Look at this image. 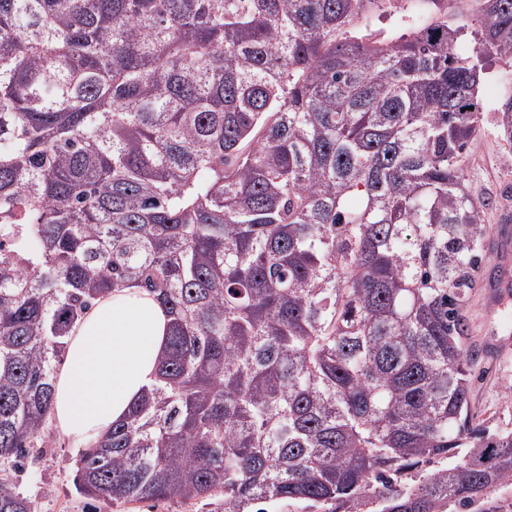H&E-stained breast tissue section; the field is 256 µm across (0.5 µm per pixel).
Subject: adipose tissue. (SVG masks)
Listing matches in <instances>:
<instances>
[{
	"label": "adipose tissue",
	"instance_id": "1",
	"mask_svg": "<svg viewBox=\"0 0 512 512\" xmlns=\"http://www.w3.org/2000/svg\"><path fill=\"white\" fill-rule=\"evenodd\" d=\"M168 317L139 288L97 299L68 338L57 369L51 419L75 446H84L122 421L155 380L166 344Z\"/></svg>",
	"mask_w": 512,
	"mask_h": 512
}]
</instances>
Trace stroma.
Wrapping results in <instances>:
<instances>
[{"label": "stroma", "instance_id": "stroma-1", "mask_svg": "<svg viewBox=\"0 0 512 512\" xmlns=\"http://www.w3.org/2000/svg\"><path fill=\"white\" fill-rule=\"evenodd\" d=\"M486 75L479 88L483 102L480 136L467 155L466 184L473 194L492 202L485 222L492 228L485 242L482 267L488 281L512 288V240L496 237L505 213H512V146L497 126L501 93L497 79L505 65L485 61ZM471 333L467 341L470 363V410L476 422L512 429V353L501 354L498 343L512 330V301L492 306L485 288L474 289L466 306ZM81 451L58 431H51L41 458L28 464L15 482L18 491L35 500L39 512H203L187 502H141L112 506L79 495L73 486Z\"/></svg>", "mask_w": 512, "mask_h": 512}]
</instances>
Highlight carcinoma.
I'll use <instances>...</instances> for the list:
<instances>
[{"instance_id": "1", "label": "carcinoma", "mask_w": 512, "mask_h": 512, "mask_svg": "<svg viewBox=\"0 0 512 512\" xmlns=\"http://www.w3.org/2000/svg\"><path fill=\"white\" fill-rule=\"evenodd\" d=\"M386 1L0 0V464L45 443L92 302L136 287L167 348L79 494L512 512L464 348L490 231L464 163L512 0L347 36ZM497 112L511 144L512 92ZM0 512L38 510L0 481Z\"/></svg>"}]
</instances>
